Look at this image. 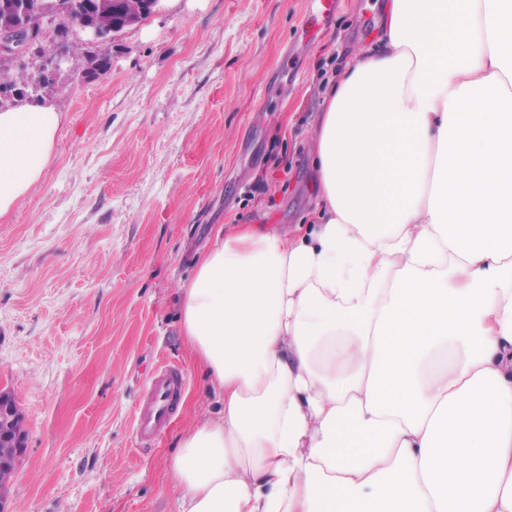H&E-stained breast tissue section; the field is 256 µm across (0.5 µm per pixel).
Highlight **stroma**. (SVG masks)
Here are the masks:
<instances>
[{"label":"stroma","instance_id":"obj_1","mask_svg":"<svg viewBox=\"0 0 512 512\" xmlns=\"http://www.w3.org/2000/svg\"><path fill=\"white\" fill-rule=\"evenodd\" d=\"M178 0L115 34L109 69L61 66L65 122L40 184L0 219V387L24 417L15 512H180L177 438L218 395L182 332L180 283L213 230L311 221L313 137L329 81L378 41L380 9L339 0ZM173 365L171 426L138 446L135 407ZM317 2L316 9L312 10L305 19L304 26L306 32L313 35L322 25L329 22L339 0H315Z\"/></svg>","mask_w":512,"mask_h":512}]
</instances>
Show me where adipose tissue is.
<instances>
[{
  "label": "adipose tissue",
  "mask_w": 512,
  "mask_h": 512,
  "mask_svg": "<svg viewBox=\"0 0 512 512\" xmlns=\"http://www.w3.org/2000/svg\"><path fill=\"white\" fill-rule=\"evenodd\" d=\"M315 127L309 234L214 230L180 287L222 407L180 512H512V0H388ZM63 115L0 111V218Z\"/></svg>",
  "instance_id": "1"
}]
</instances>
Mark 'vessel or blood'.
Returning <instances> with one entry per match:
<instances>
[{"label":"vessel or blood","mask_w":512,"mask_h":512,"mask_svg":"<svg viewBox=\"0 0 512 512\" xmlns=\"http://www.w3.org/2000/svg\"><path fill=\"white\" fill-rule=\"evenodd\" d=\"M338 0H316V8L307 16L304 26L307 33H315L333 16ZM183 374L172 368L157 369L151 377L133 419L139 443H150L174 414L185 389Z\"/></svg>","instance_id":"vessel-or-blood-1"}]
</instances>
